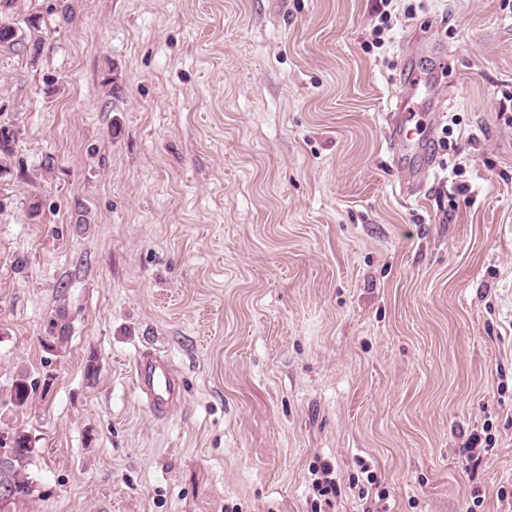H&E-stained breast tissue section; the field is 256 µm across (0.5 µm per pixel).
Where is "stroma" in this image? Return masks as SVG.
<instances>
[{
    "mask_svg": "<svg viewBox=\"0 0 512 512\" xmlns=\"http://www.w3.org/2000/svg\"><path fill=\"white\" fill-rule=\"evenodd\" d=\"M377 4L0 0V428L37 448L7 512H313L320 461L322 512H506L512 12L395 0L377 49ZM440 52L462 171L410 193L385 114ZM135 390L156 417H164L182 396L183 383L169 359L159 352H146L134 366ZM334 467L329 462H321L312 469V475L317 476L313 480V488L320 497H326L337 493L336 480L333 477Z\"/></svg>",
    "mask_w": 512,
    "mask_h": 512,
    "instance_id": "35a3bbf8",
    "label": "stroma"
}]
</instances>
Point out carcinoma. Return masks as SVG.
Instances as JSON below:
<instances>
[{
    "mask_svg": "<svg viewBox=\"0 0 512 512\" xmlns=\"http://www.w3.org/2000/svg\"><path fill=\"white\" fill-rule=\"evenodd\" d=\"M66 336L67 324L64 315L60 314L50 322L44 346L52 349ZM34 390V382L30 381L26 374H18L13 383L14 404H26ZM2 438L8 440V443L0 442V496H7L13 503L28 498L33 493L34 482L28 476L26 466L35 453V446L29 433L23 430L0 431V439Z\"/></svg>",
    "mask_w": 512,
    "mask_h": 512,
    "instance_id": "obj_1",
    "label": "carcinoma"
}]
</instances>
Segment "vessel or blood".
<instances>
[{
	"instance_id": "b4317fda",
	"label": "vessel or blood",
	"mask_w": 512,
	"mask_h": 512,
	"mask_svg": "<svg viewBox=\"0 0 512 512\" xmlns=\"http://www.w3.org/2000/svg\"><path fill=\"white\" fill-rule=\"evenodd\" d=\"M440 83V78H423L415 71H406L396 102L387 115L390 150L405 182L415 181L419 166L430 163L425 145L436 120ZM133 382L147 408L159 418L166 416L182 396L180 376L169 359L158 352L139 357Z\"/></svg>"
}]
</instances>
